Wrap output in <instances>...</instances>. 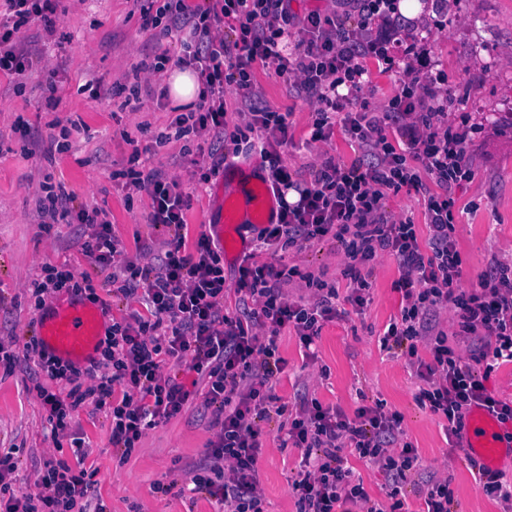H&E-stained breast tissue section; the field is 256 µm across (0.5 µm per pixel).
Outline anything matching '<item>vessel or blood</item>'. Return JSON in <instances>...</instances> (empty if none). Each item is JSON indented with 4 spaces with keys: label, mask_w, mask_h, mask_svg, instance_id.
Returning a JSON list of instances; mask_svg holds the SVG:
<instances>
[{
    "label": "vessel or blood",
    "mask_w": 512,
    "mask_h": 512,
    "mask_svg": "<svg viewBox=\"0 0 512 512\" xmlns=\"http://www.w3.org/2000/svg\"><path fill=\"white\" fill-rule=\"evenodd\" d=\"M278 205L269 182L252 178L245 188H231L219 198L204 232L223 244L232 233L233 248L244 253L247 243L237 236L244 224L263 227L275 223ZM44 350L62 360L84 365L93 359L106 336L102 308L84 299H74L48 308L37 319ZM465 439L471 457L486 470H498L503 458L512 459V427L500 423L488 410H473L465 424Z\"/></svg>",
    "instance_id": "1"
}]
</instances>
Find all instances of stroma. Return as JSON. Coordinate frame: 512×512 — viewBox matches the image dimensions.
Instances as JSON below:
<instances>
[{
	"label": "stroma",
	"instance_id": "1",
	"mask_svg": "<svg viewBox=\"0 0 512 512\" xmlns=\"http://www.w3.org/2000/svg\"><path fill=\"white\" fill-rule=\"evenodd\" d=\"M169 0H70L55 35L28 23L16 34L19 48L37 53L25 76L0 75V341L9 343L12 367L0 366V453L17 449L11 490H34L46 462L75 465L73 441L83 438L92 471L93 504L107 512H215L207 494L180 495L191 469L202 462L215 430L212 412L200 401L188 403L171 420L147 430L127 459L110 444L111 421L89 407L72 411L63 433L52 434L49 414L37 394L47 384L38 374L29 346L36 335V299L29 285L44 279L50 265L68 264L76 278L102 279L82 253L83 237L73 213L98 212L109 221L128 258L142 244L162 248L168 235L148 221L150 199L131 189L128 159L140 152L146 166L165 171L189 195L185 221L197 237L201 220L214 205L213 185H199L202 156L226 150L211 134L189 135L157 144L178 115L172 97L158 98L168 72L183 50L175 40L143 31L142 12L162 10ZM398 24L432 72L449 88L448 118H469L481 132L469 155L475 176L457 193L456 239L462 259V287H471L492 257H512V0H430L414 18ZM162 57L163 70L151 79V92H134L135 68ZM252 94L224 89L225 131L243 126L251 108L267 107L291 115L293 141L281 156L288 167L310 174L324 158L351 164L348 140L309 143L314 107L292 80L261 61L250 68ZM100 83L91 99L84 86ZM55 83L57 101L45 106L43 88ZM71 192L70 215L51 226L40 223L37 205L51 187ZM276 265L326 273L345 288L342 257L331 244L286 250ZM370 301L360 314L325 323L316 340V362L303 356L294 333L282 331L278 343L286 361L276 387L282 403L296 409L300 398L318 400L354 415L363 405L383 401L402 415L404 438L417 448L419 480L447 475L454 493L452 512H503L501 503L480 491L464 451H451L445 420L415 400L419 381L407 356L383 351L378 338L400 314L395 283L398 265L390 254L371 264ZM264 449L258 480L266 512H296L290 479L301 451L281 445L279 419L261 422Z\"/></svg>",
	"mask_w": 512,
	"mask_h": 512
}]
</instances>
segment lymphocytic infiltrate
<instances>
[{
  "label": "lymphocytic infiltrate",
  "instance_id": "obj_1",
  "mask_svg": "<svg viewBox=\"0 0 512 512\" xmlns=\"http://www.w3.org/2000/svg\"><path fill=\"white\" fill-rule=\"evenodd\" d=\"M18 24L40 22L54 34L64 0H4ZM290 0H213L192 9L177 0L166 26L150 13L143 29L163 28L183 36V61L203 85L193 121L175 120L176 138L208 131L224 136V86L234 82L250 89L255 61L274 65L293 78L316 104L311 142L342 133L357 153L351 164L322 162L309 177L288 168L280 149L290 138V115L254 109L244 140L268 165L267 181L279 195L277 223L262 228L251 250L239 259L238 303H224L221 249L205 235L187 242L184 211L188 198L177 181L155 168H139L133 186L151 200L149 221L167 228L164 250L143 245L139 259L129 260L108 222L96 224L83 243L86 257L104 271L117 295L135 305L113 321L98 360L83 369L48 354L38 338L29 344L38 368L69 384L67 395L39 387L49 411L52 432L65 430L71 411L90 406L108 410L110 442L129 456L146 430L181 413L193 393L166 376L164 364L195 373L205 381L206 407L217 428L206 460L197 466L193 492H207L223 512H265L257 479L263 443L258 424L281 417L283 447L299 448L302 461L291 480L297 512H403L404 500H372L348 465L354 454L378 464L389 483L410 482L418 451L404 441L402 418L382 403L357 408L354 416L302 401L289 412L276 393L285 360L278 337L293 329L304 355L313 349L325 322L344 317V305L362 313L369 301L371 261L388 252L401 276L400 317L380 339L383 350L406 349L420 380L418 400L445 419L451 448L463 445L464 420L484 406L501 421L512 420V402L496 398L485 382L495 368L512 363V262H493L477 284L460 285L463 270L457 248L456 191L473 177L466 147L476 130L451 123L445 98L421 78L410 58L396 60L399 46L390 22L395 0H353L356 25L333 12L294 16ZM223 23L230 37L213 35ZM385 64L405 86L386 109L370 107L361 92L368 84V60ZM423 197L424 226L412 218L387 216L385 200L402 189ZM427 237H420V230ZM331 239L345 257L346 293L314 274L260 261L265 251L302 248ZM301 278L303 292L290 297L287 287ZM452 313V330L442 328L439 314ZM47 463L35 492L9 497L0 512H87L91 484L84 466Z\"/></svg>",
  "mask_w": 512,
  "mask_h": 512
}]
</instances>
